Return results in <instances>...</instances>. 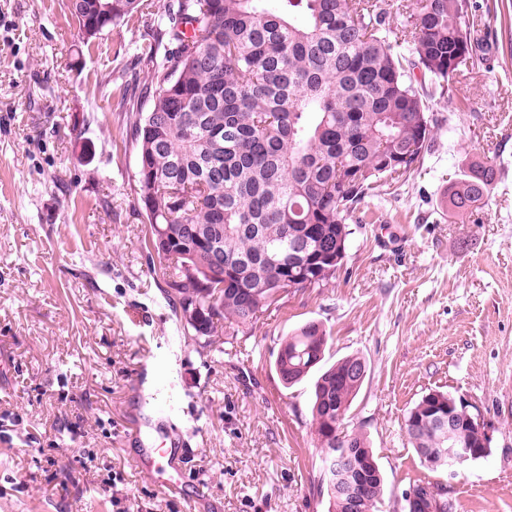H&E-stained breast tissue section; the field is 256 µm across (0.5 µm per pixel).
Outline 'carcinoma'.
<instances>
[{"label": "carcinoma", "instance_id": "1", "mask_svg": "<svg viewBox=\"0 0 512 512\" xmlns=\"http://www.w3.org/2000/svg\"><path fill=\"white\" fill-rule=\"evenodd\" d=\"M81 26L130 21L141 0H70ZM396 24L380 0H167L156 30L175 43L150 52L145 105L122 97L138 152L137 201L148 247L167 261L165 294L185 338L202 347L253 327L279 307L288 282L322 288L324 258L346 253V220L365 198L403 184L431 146L433 102L482 63L469 0H412ZM192 25V35L178 29ZM421 75H416L415 70ZM500 171L474 164L448 180V217L479 214ZM297 240L305 262L286 259ZM330 333L309 321L280 344L275 369L290 388L311 374L310 427L319 463L312 490L329 498L326 449L336 412L349 411L367 367L358 355L325 361ZM448 392L431 389L407 410L413 448L480 442L456 405L448 436L432 420ZM352 447L375 457L368 437ZM383 475L364 478L358 512H378Z\"/></svg>", "mask_w": 512, "mask_h": 512}]
</instances>
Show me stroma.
I'll use <instances>...</instances> for the list:
<instances>
[{"label": "stroma", "mask_w": 512, "mask_h": 512, "mask_svg": "<svg viewBox=\"0 0 512 512\" xmlns=\"http://www.w3.org/2000/svg\"><path fill=\"white\" fill-rule=\"evenodd\" d=\"M488 59L438 99L409 181L366 198L342 266L292 290L235 340L179 332L166 262L146 248L137 151L118 102L143 85L153 14L84 43L67 0H0V512H327L312 491L311 380L284 387L281 338L310 320L333 362L363 357L347 426L384 476L379 512L414 480L457 512H512V0H475ZM492 162L477 219L448 221V176ZM466 398L487 458L432 472L403 417L422 394ZM169 436L182 483L133 462L136 419Z\"/></svg>", "instance_id": "35a3bbf8"}]
</instances>
